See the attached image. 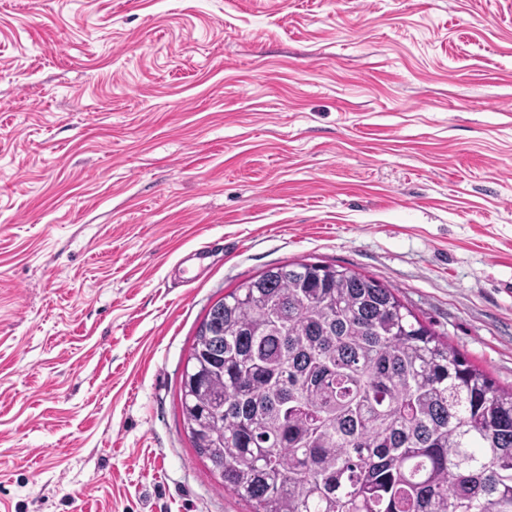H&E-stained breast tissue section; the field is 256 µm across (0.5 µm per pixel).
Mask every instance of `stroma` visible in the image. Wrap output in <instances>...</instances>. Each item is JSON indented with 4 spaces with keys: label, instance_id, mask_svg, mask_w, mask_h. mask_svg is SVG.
<instances>
[{
    "label": "stroma",
    "instance_id": "obj_1",
    "mask_svg": "<svg viewBox=\"0 0 512 512\" xmlns=\"http://www.w3.org/2000/svg\"><path fill=\"white\" fill-rule=\"evenodd\" d=\"M297 260L512 387V0H0V512H250L182 373Z\"/></svg>",
    "mask_w": 512,
    "mask_h": 512
}]
</instances>
